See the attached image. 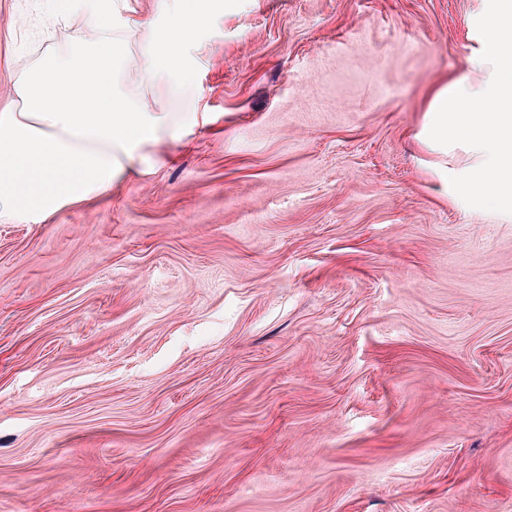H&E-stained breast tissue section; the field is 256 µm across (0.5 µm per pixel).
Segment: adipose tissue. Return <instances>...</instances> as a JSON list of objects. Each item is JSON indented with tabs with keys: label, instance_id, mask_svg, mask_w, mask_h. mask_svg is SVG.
Segmentation results:
<instances>
[{
	"label": "adipose tissue",
	"instance_id": "adipose-tissue-1",
	"mask_svg": "<svg viewBox=\"0 0 512 512\" xmlns=\"http://www.w3.org/2000/svg\"><path fill=\"white\" fill-rule=\"evenodd\" d=\"M207 16L199 0H171L166 27L117 21L111 0H88L86 29L64 49L25 68L0 108V219L44 221L64 207L109 193L136 171L145 147L179 138L172 103L192 95L182 58ZM488 49L469 75L438 87L425 115L424 147L470 143L466 179L476 200L512 204V0L484 17ZM142 74L137 90L129 70Z\"/></svg>",
	"mask_w": 512,
	"mask_h": 512
}]
</instances>
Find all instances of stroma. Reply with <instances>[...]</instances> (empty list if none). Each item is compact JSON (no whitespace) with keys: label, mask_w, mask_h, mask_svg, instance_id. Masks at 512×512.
Segmentation results:
<instances>
[{"label":"stroma","mask_w":512,"mask_h":512,"mask_svg":"<svg viewBox=\"0 0 512 512\" xmlns=\"http://www.w3.org/2000/svg\"><path fill=\"white\" fill-rule=\"evenodd\" d=\"M493 0H203L199 120L0 220V512H512V210L418 134ZM80 0H0V106Z\"/></svg>","instance_id":"stroma-1"}]
</instances>
